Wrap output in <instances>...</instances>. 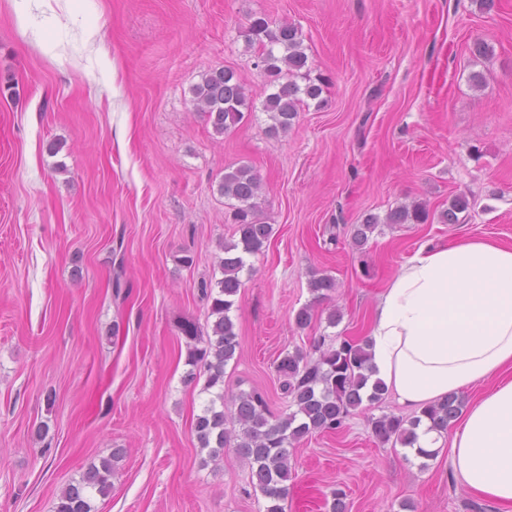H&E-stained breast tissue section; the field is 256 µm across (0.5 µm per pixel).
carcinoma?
<instances>
[{"instance_id":"carcinoma-1","label":"carcinoma","mask_w":512,"mask_h":512,"mask_svg":"<svg viewBox=\"0 0 512 512\" xmlns=\"http://www.w3.org/2000/svg\"><path fill=\"white\" fill-rule=\"evenodd\" d=\"M245 38L248 45L261 48L260 59L267 86L271 88L262 103L271 120L268 132H284L307 101L320 99L323 81L312 80L306 73L308 55L297 27L287 22L273 27L266 18L255 17L245 31ZM297 77L305 79V85H299ZM192 94L196 109L207 116L217 135L239 126L253 108L244 86L230 69L203 74ZM219 191L238 202L231 213L237 240L224 245V257L219 261L223 278L216 282L217 296L211 301L212 334L203 336L193 321L181 325L184 336L203 344L189 351L188 364L193 370L187 373L186 381H196L195 369L202 368L206 373L203 390L207 392L224 388V368L235 358L239 347L230 316L243 286L239 273L246 265V257L259 253L273 232L272 225L259 218L261 181L250 167L242 165L225 172ZM467 209L468 201L456 197L439 218L445 224H454L458 214ZM428 220L429 211L419 205L401 206L386 216L388 224H424ZM310 288L316 299L323 300L335 290L336 280L327 275L315 277ZM317 350L319 356L315 360L295 351L277 362L276 372L283 377V388L296 407L278 421L270 422L266 400L258 391L235 396L228 411L212 400L196 418L195 432L201 447L210 449L213 456L233 447L249 462L251 482L267 499L266 512H285L293 443L315 432L338 429L363 403H378L384 395L385 388L378 382L371 392H364L369 380L365 341L344 340L327 348L321 342ZM462 408L463 400L453 394L409 419L383 414L370 419L372 434L382 444L411 446L416 442V429L422 420H428L430 428L445 432ZM111 477V462L90 465L78 481L63 490L56 512H92L91 496L95 492L107 495L112 488Z\"/></svg>"}]
</instances>
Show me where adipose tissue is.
<instances>
[{
  "mask_svg": "<svg viewBox=\"0 0 512 512\" xmlns=\"http://www.w3.org/2000/svg\"><path fill=\"white\" fill-rule=\"evenodd\" d=\"M372 380L411 410L494 379L448 433L456 478L512 512V247L485 238L421 247L380 292Z\"/></svg>",
  "mask_w": 512,
  "mask_h": 512,
  "instance_id": "adipose-tissue-1",
  "label": "adipose tissue"
}]
</instances>
